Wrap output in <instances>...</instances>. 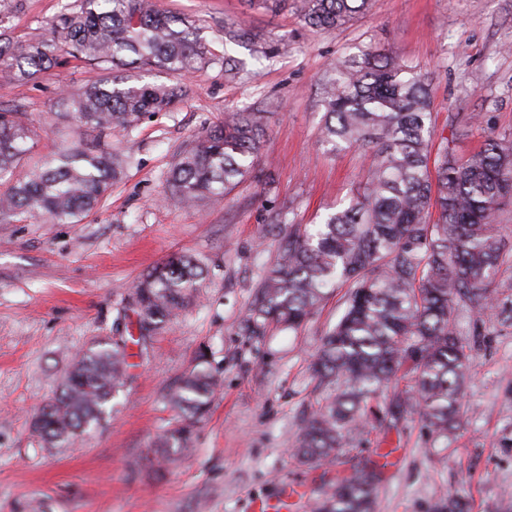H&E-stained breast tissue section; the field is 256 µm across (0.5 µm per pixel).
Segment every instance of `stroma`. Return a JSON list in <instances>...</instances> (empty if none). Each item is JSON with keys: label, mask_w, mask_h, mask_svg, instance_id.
Returning <instances> with one entry per match:
<instances>
[{"label": "stroma", "mask_w": 512, "mask_h": 512, "mask_svg": "<svg viewBox=\"0 0 512 512\" xmlns=\"http://www.w3.org/2000/svg\"><path fill=\"white\" fill-rule=\"evenodd\" d=\"M71 0H12L6 36L43 39L47 19ZM184 14L208 50L188 76L155 71L148 82L184 91L133 135L113 132L128 152L121 180L78 224H0V512H250L257 499L298 486L288 512H312L326 484L390 452L376 512H429L448 491L471 512H494L512 489V327L482 312L483 337L466 336L473 367L463 425L435 447L418 415L398 429L370 426L330 466L301 465L289 450L305 414L331 388L311 370L324 332L342 313L331 290L298 333L243 335L252 292L288 235L282 207L313 228L357 193L364 153L329 154L322 145L321 85L330 65L370 47L393 52L426 76L433 123L454 153L477 151L488 133L512 139V0H374L366 15L333 30L309 28L292 9L250 0H157ZM228 24L252 30L265 53L225 39ZM234 60L238 75L224 70ZM102 75L69 57L31 81L0 67V105L31 124L29 162L63 146L92 149L96 133L61 121L62 99ZM269 112L266 142L250 178L224 203L187 207L166 178L180 149L244 107ZM191 254L207 273L199 301L146 342H136L126 297L147 272ZM127 337L131 367L112 415L75 446L52 448L31 421L74 356L97 341ZM210 355L219 380L189 455L157 463L153 448L172 426L166 390Z\"/></svg>", "instance_id": "stroma-1"}]
</instances>
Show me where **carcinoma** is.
<instances>
[{
    "label": "carcinoma",
    "mask_w": 512,
    "mask_h": 512,
    "mask_svg": "<svg viewBox=\"0 0 512 512\" xmlns=\"http://www.w3.org/2000/svg\"><path fill=\"white\" fill-rule=\"evenodd\" d=\"M372 0H294L305 24L339 28L369 12ZM41 40L0 36V64L32 80L61 55L86 60L103 77L69 98L66 120L98 132L132 135L141 121L164 112L179 86L133 83L129 71L186 73L206 58L194 27L153 0H77L50 21ZM323 141L330 150L355 149L371 164L362 193L328 215L310 234L279 213L288 239L254 288L240 321L248 336L272 328L296 332L320 308L326 289L347 288L344 309L325 331L314 371L334 393L301 423L293 456L331 465L381 419L386 428L415 411L428 435L448 445L460 427L472 356L461 341L460 319L470 308L496 309L512 324V299L491 286L506 254L499 224L512 201V141L492 134L480 149L457 159L447 139L434 142L429 84L405 60L380 50L336 59L322 85ZM268 112L228 113L224 125L184 147L167 183L186 205L222 202L253 170L268 131ZM33 127L0 108V223L43 218L78 224L112 190L128 156L110 148L63 150L15 177L30 151ZM206 273L200 261L174 255L137 283L130 295L139 339L177 317ZM127 341H99L79 354L58 391L34 416L43 442L65 447L98 427L130 367ZM407 369L412 391H396L378 417L369 403ZM217 379L205 354L165 399L175 426L154 451L168 459L188 451L209 410ZM392 451L329 484L314 512H374ZM464 497L448 493L433 512H465Z\"/></svg>",
    "instance_id": "cac0c4a2"
}]
</instances>
